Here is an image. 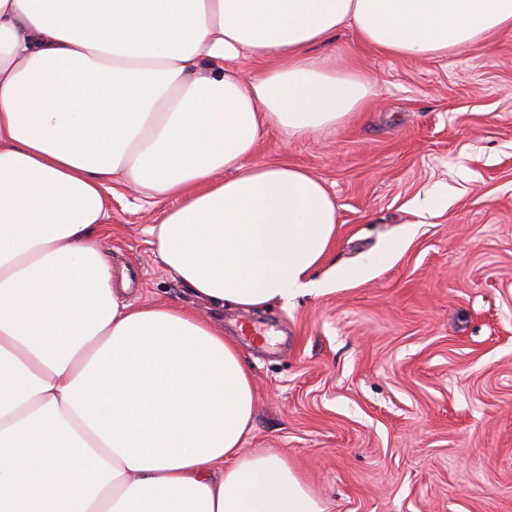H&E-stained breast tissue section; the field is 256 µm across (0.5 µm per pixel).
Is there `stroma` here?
<instances>
[{
	"label": "stroma",
	"mask_w": 512,
	"mask_h": 512,
	"mask_svg": "<svg viewBox=\"0 0 512 512\" xmlns=\"http://www.w3.org/2000/svg\"><path fill=\"white\" fill-rule=\"evenodd\" d=\"M317 52L378 97L307 139L265 129L250 161L335 196L324 291L261 311L195 301L147 233L177 198L131 184L115 185L102 239L114 277L133 303L238 337L255 394L244 450L280 451L326 512H512V33L418 61L345 28Z\"/></svg>",
	"instance_id": "1"
}]
</instances>
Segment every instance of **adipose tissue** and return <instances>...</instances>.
Wrapping results in <instances>:
<instances>
[{
	"instance_id": "1",
	"label": "adipose tissue",
	"mask_w": 512,
	"mask_h": 512,
	"mask_svg": "<svg viewBox=\"0 0 512 512\" xmlns=\"http://www.w3.org/2000/svg\"><path fill=\"white\" fill-rule=\"evenodd\" d=\"M428 60L512 32V0H0V512H326L272 449L235 337L114 288L111 182L179 198L148 229L196 298L320 293L336 199L250 164L374 85L311 49L336 31ZM266 68L244 79L238 63Z\"/></svg>"
}]
</instances>
